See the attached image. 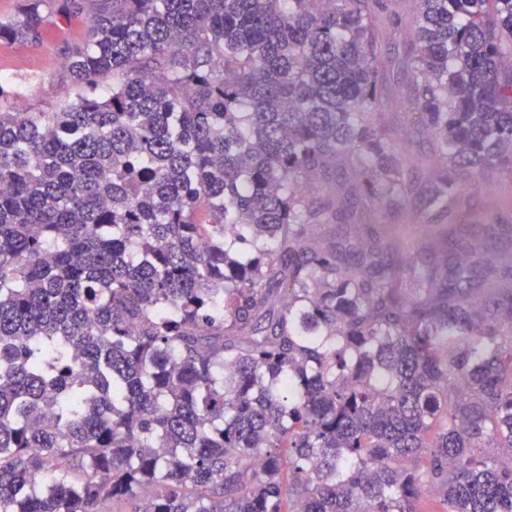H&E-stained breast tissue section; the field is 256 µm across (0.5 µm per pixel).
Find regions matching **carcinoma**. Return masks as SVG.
Returning <instances> with one entry per match:
<instances>
[{
	"mask_svg": "<svg viewBox=\"0 0 512 512\" xmlns=\"http://www.w3.org/2000/svg\"><path fill=\"white\" fill-rule=\"evenodd\" d=\"M88 2L76 100L0 112V512H512V261L442 223L512 176V0H416L425 181L376 0ZM414 211L409 208L406 213L397 216H386L380 214L379 219L383 224H397L392 228L394 234L399 237L405 250L414 251L417 250L420 244V235L414 229L412 224L415 223Z\"/></svg>",
	"mask_w": 512,
	"mask_h": 512,
	"instance_id": "carcinoma-1",
	"label": "carcinoma"
}]
</instances>
